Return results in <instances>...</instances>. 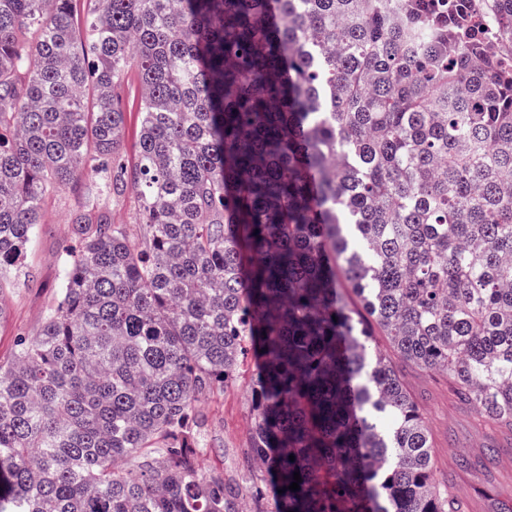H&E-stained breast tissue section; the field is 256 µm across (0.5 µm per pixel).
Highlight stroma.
Listing matches in <instances>:
<instances>
[{"label":"stroma","instance_id":"35a3bbf8","mask_svg":"<svg viewBox=\"0 0 512 512\" xmlns=\"http://www.w3.org/2000/svg\"><path fill=\"white\" fill-rule=\"evenodd\" d=\"M125 114L121 150L134 161L141 127L142 86L136 70H128L119 90ZM87 171L80 186H70L42 206V222L36 242L27 252L19 278L0 286V360L11 357L15 340L37 335L46 311L54 304L61 284L63 251L74 243L72 211L84 202L82 190L97 180ZM407 389L423 404L432 430L435 478H451L468 498L474 512H512V457L488 462L487 437L472 410L456 405L448 397L441 376L418 369L402 370ZM250 371L242 369L239 381L225 389L222 397L201 401L198 412L206 425L207 447L202 466L236 474L242 470V450L250 444L252 408L249 395Z\"/></svg>","mask_w":512,"mask_h":512}]
</instances>
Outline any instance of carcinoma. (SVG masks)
Returning a JSON list of instances; mask_svg holds the SVG:
<instances>
[{
  "label": "carcinoma",
  "mask_w": 512,
  "mask_h": 512,
  "mask_svg": "<svg viewBox=\"0 0 512 512\" xmlns=\"http://www.w3.org/2000/svg\"><path fill=\"white\" fill-rule=\"evenodd\" d=\"M90 2L79 40L73 0H0V285L87 169L139 197L134 232L74 212L0 362V512H471L399 369L512 455V70L466 0ZM247 361L258 483L200 467ZM120 103L125 112V130L121 150L132 168L136 156V144L141 127L142 86L138 72L129 69L119 90Z\"/></svg>",
  "instance_id": "obj_1"
}]
</instances>
